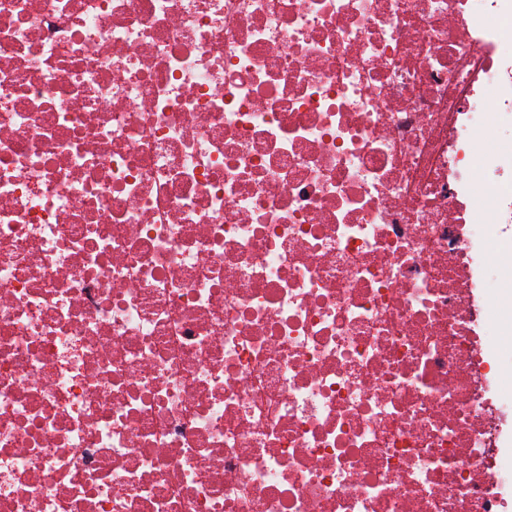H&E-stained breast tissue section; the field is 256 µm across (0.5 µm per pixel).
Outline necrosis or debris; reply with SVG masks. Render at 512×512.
Segmentation results:
<instances>
[{"label":"necrosis or debris","mask_w":512,"mask_h":512,"mask_svg":"<svg viewBox=\"0 0 512 512\" xmlns=\"http://www.w3.org/2000/svg\"><path fill=\"white\" fill-rule=\"evenodd\" d=\"M511 336L512 0H0V512H512Z\"/></svg>","instance_id":"1"}]
</instances>
